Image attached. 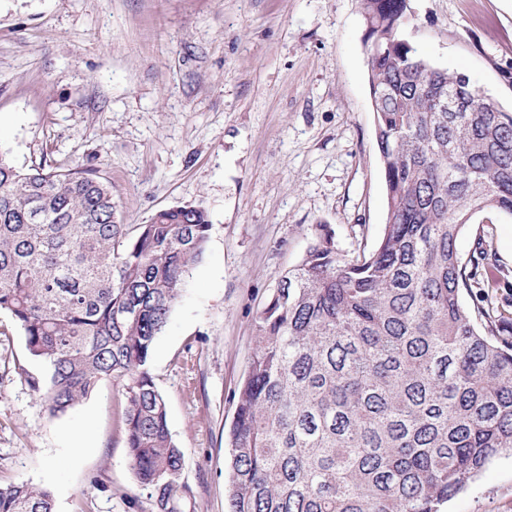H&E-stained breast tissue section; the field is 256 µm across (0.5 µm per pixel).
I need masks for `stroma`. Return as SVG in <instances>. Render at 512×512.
<instances>
[{
	"mask_svg": "<svg viewBox=\"0 0 512 512\" xmlns=\"http://www.w3.org/2000/svg\"><path fill=\"white\" fill-rule=\"evenodd\" d=\"M405 38L512 112V0H407ZM359 0H0V147L21 169H94L123 223L204 209L205 253L151 361L183 454L181 512H227L226 431L255 325L316 225L371 249L386 191ZM482 295L512 312V217L480 214ZM20 326L0 313V485L50 487L55 512H152L122 430L121 387L53 417ZM445 512H512V457Z\"/></svg>",
	"mask_w": 512,
	"mask_h": 512,
	"instance_id": "1",
	"label": "stroma"
}]
</instances>
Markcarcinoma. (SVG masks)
Returning <instances> with one entry per match:
<instances>
[{
  "label": "carcinoma",
  "instance_id": "1",
  "mask_svg": "<svg viewBox=\"0 0 512 512\" xmlns=\"http://www.w3.org/2000/svg\"><path fill=\"white\" fill-rule=\"evenodd\" d=\"M386 184L375 246L349 257L318 225L255 326L229 433L228 512H441L512 454V341L470 308L485 257L457 241L512 216V112L403 37L405 0H360ZM205 210L117 218L92 169L22 171L0 149V313L46 367L53 417L123 383L130 464L154 512H179L182 454L151 373L155 341L209 238ZM0 512H54L47 487L0 486Z\"/></svg>",
  "mask_w": 512,
  "mask_h": 512
}]
</instances>
